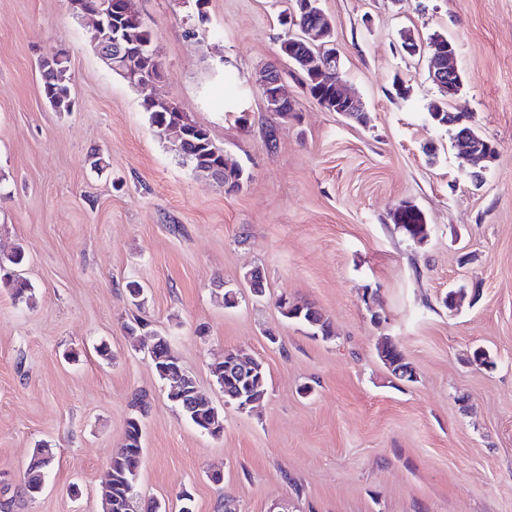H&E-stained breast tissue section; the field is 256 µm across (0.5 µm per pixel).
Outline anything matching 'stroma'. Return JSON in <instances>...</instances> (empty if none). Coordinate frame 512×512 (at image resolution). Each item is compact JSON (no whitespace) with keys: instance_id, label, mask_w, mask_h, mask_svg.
Returning a JSON list of instances; mask_svg holds the SVG:
<instances>
[{"instance_id":"obj_1","label":"stroma","mask_w":512,"mask_h":512,"mask_svg":"<svg viewBox=\"0 0 512 512\" xmlns=\"http://www.w3.org/2000/svg\"><path fill=\"white\" fill-rule=\"evenodd\" d=\"M292 5L208 0L201 22L194 0H135L162 63L160 80L139 88L103 63L69 0H0V255L23 249L33 286L27 304L0 288V512H102L140 391L150 407L135 512L153 501L178 512L184 490L194 512H221L228 498L237 512H512V0H321L365 125L293 82L297 119L265 111L256 80L289 66L280 43ZM405 31L456 46L465 81L447 108L498 148L481 184L429 117L439 92L426 59L402 53ZM60 48L68 112L40 89L39 62ZM150 95L209 129L248 175L241 191L179 163L142 110ZM95 156L107 163L99 175ZM404 201L425 216L424 243L392 222ZM254 268L261 298L243 286ZM131 280L145 289L139 310ZM461 285L477 299L446 308ZM282 296L314 303L333 338L283 318ZM136 313L218 406L222 435L169 401L150 338L124 330ZM384 337L413 381L379 359ZM479 347L495 368L474 362ZM230 350L265 365L252 411L225 404L211 373ZM43 443L55 460L30 499L24 474Z\"/></svg>"}]
</instances>
